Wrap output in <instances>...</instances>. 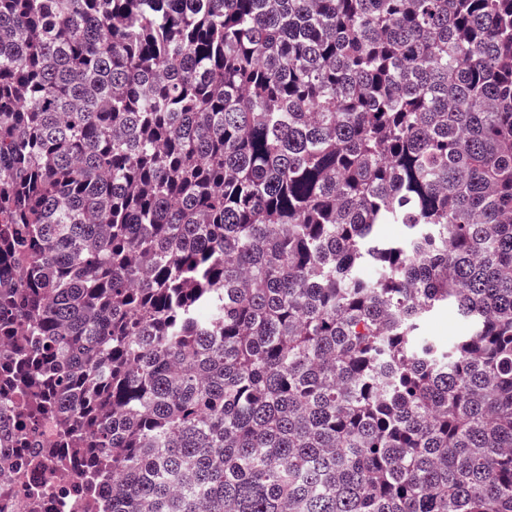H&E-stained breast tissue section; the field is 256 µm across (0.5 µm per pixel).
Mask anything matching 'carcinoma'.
Returning <instances> with one entry per match:
<instances>
[{
    "instance_id": "1",
    "label": "carcinoma",
    "mask_w": 512,
    "mask_h": 512,
    "mask_svg": "<svg viewBox=\"0 0 512 512\" xmlns=\"http://www.w3.org/2000/svg\"><path fill=\"white\" fill-rule=\"evenodd\" d=\"M0 371L105 512H512V0H0ZM426 336L435 337L440 343L448 344V339L470 334L469 324L463 320L452 306H440L422 325Z\"/></svg>"
}]
</instances>
